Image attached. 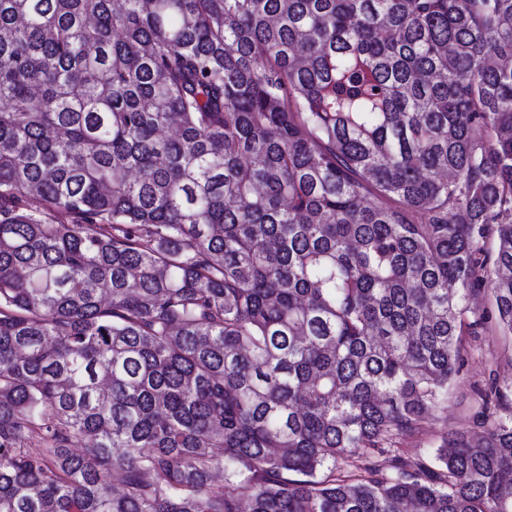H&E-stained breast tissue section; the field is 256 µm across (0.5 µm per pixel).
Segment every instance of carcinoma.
I'll use <instances>...</instances> for the list:
<instances>
[{
  "mask_svg": "<svg viewBox=\"0 0 512 512\" xmlns=\"http://www.w3.org/2000/svg\"><path fill=\"white\" fill-rule=\"evenodd\" d=\"M491 311L512 0H0V512H512ZM502 386L512 384V337L502 336L494 322H489L481 336H467L463 364L456 381L448 386V402L443 411L419 433L396 439L392 453L375 458L384 470L396 454L409 460L425 459L435 465L434 454L444 431L482 432L484 417L479 393L491 379Z\"/></svg>",
  "mask_w": 512,
  "mask_h": 512,
  "instance_id": "obj_1",
  "label": "carcinoma"
}]
</instances>
